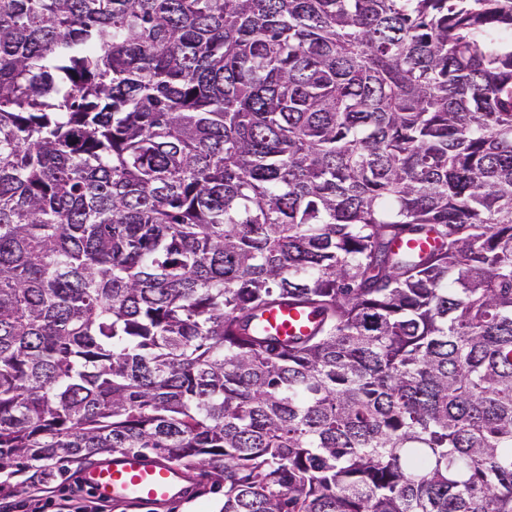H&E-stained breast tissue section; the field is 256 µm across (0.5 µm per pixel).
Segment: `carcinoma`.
I'll return each instance as SVG.
<instances>
[{"label":"carcinoma","mask_w":512,"mask_h":512,"mask_svg":"<svg viewBox=\"0 0 512 512\" xmlns=\"http://www.w3.org/2000/svg\"><path fill=\"white\" fill-rule=\"evenodd\" d=\"M510 31L512 0H0L16 492L142 452L219 512H512ZM282 302L309 335L259 332Z\"/></svg>","instance_id":"1"}]
</instances>
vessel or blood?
I'll return each instance as SVG.
<instances>
[{
  "mask_svg": "<svg viewBox=\"0 0 512 512\" xmlns=\"http://www.w3.org/2000/svg\"><path fill=\"white\" fill-rule=\"evenodd\" d=\"M262 322L265 332L285 339L309 334L313 317L296 307L280 305L267 310ZM78 482L98 502L128 507L132 512H164L191 493L182 468L137 452L84 468Z\"/></svg>",
  "mask_w": 512,
  "mask_h": 512,
  "instance_id": "obj_1",
  "label": "vessel or blood"
}]
</instances>
